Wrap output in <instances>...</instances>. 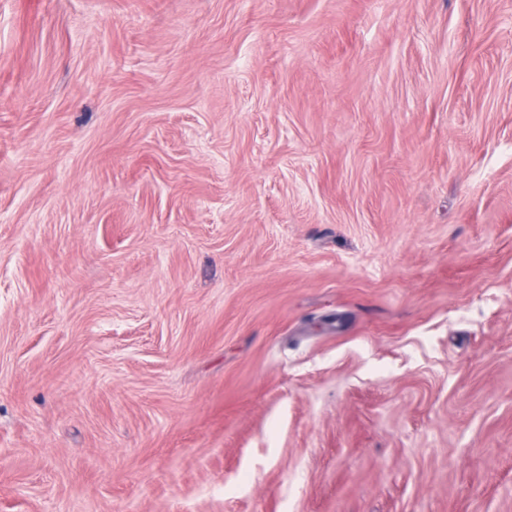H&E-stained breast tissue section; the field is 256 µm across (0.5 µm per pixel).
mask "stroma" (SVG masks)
Masks as SVG:
<instances>
[{
    "label": "stroma",
    "instance_id": "obj_1",
    "mask_svg": "<svg viewBox=\"0 0 512 512\" xmlns=\"http://www.w3.org/2000/svg\"><path fill=\"white\" fill-rule=\"evenodd\" d=\"M0 512H512V0H0Z\"/></svg>",
    "mask_w": 512,
    "mask_h": 512
}]
</instances>
